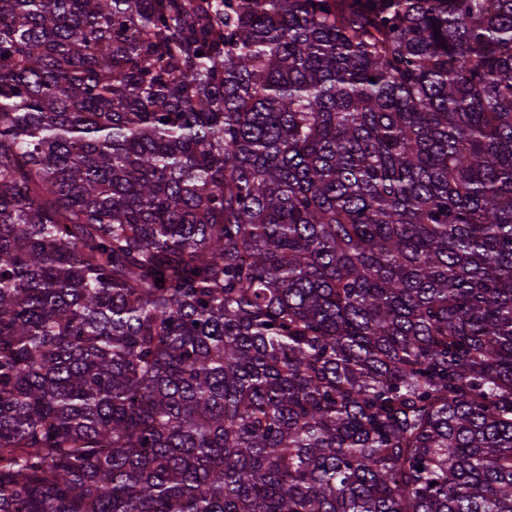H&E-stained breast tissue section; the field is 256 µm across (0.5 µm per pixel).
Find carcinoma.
Wrapping results in <instances>:
<instances>
[{"label":"carcinoma","instance_id":"1","mask_svg":"<svg viewBox=\"0 0 512 512\" xmlns=\"http://www.w3.org/2000/svg\"><path fill=\"white\" fill-rule=\"evenodd\" d=\"M0 512H512V0H0Z\"/></svg>","mask_w":512,"mask_h":512}]
</instances>
